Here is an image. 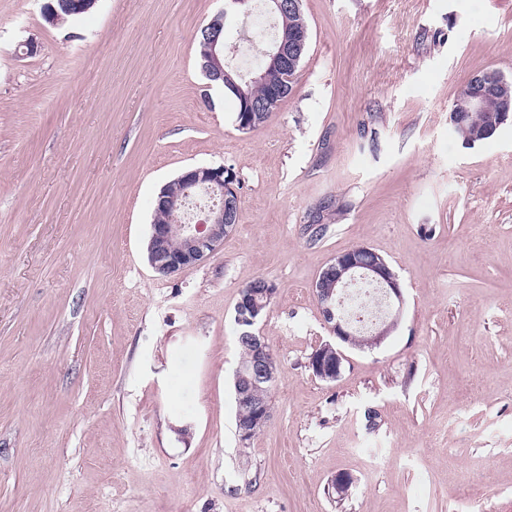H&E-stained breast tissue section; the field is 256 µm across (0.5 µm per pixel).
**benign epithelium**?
Here are the masks:
<instances>
[{
  "mask_svg": "<svg viewBox=\"0 0 512 512\" xmlns=\"http://www.w3.org/2000/svg\"><path fill=\"white\" fill-rule=\"evenodd\" d=\"M269 14L275 19L287 18L302 11V0H266ZM307 29L277 34L274 43L265 52V66L250 78L239 75V80L224 68V42L215 35L207 43L206 63L202 72L210 83L225 82L242 103L238 128L248 132L268 122L269 109L287 93L279 85L263 103L250 96L254 83H263L271 70H298L307 47ZM512 80L496 70L474 73L468 79V88L455 98L450 121L455 122L464 112H482L488 104L500 102L494 125L507 121L512 113L509 99L501 96L502 88ZM195 189L213 200L196 223L183 224L180 217L188 208V190ZM241 198L237 175L230 167H193L175 179L174 185H165L157 196V208L168 214L170 223L151 225L148 259L162 276H171L187 267L198 265L214 254L238 224ZM371 284L381 293L387 307L383 318L364 329L363 347L373 348L382 343L397 325L403 306V296L396 274L382 256L366 246H356L337 254L321 272L314 284L325 324L335 338L349 343L358 325L345 316L342 302L347 288L357 281ZM275 289L270 287L243 288L236 304V318L242 325V337L249 345L246 363L235 371V398L237 403L236 429L241 442L251 439L253 426L266 424L272 416V405L261 398V392L273 385L278 377V361L265 343L257 325L263 310L272 302ZM345 355L336 345L326 342L315 349L309 358L312 374L332 383L341 374Z\"/></svg>",
  "mask_w": 512,
  "mask_h": 512,
  "instance_id": "obj_1",
  "label": "benign epithelium"
}]
</instances>
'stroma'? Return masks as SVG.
I'll return each mask as SVG.
<instances>
[{"label": "stroma", "mask_w": 512, "mask_h": 512, "mask_svg": "<svg viewBox=\"0 0 512 512\" xmlns=\"http://www.w3.org/2000/svg\"><path fill=\"white\" fill-rule=\"evenodd\" d=\"M46 2L0 0V512H512V119L471 148L449 121L473 72L512 78V0H302L295 86L250 132L198 65L225 0L56 25ZM220 165L237 226L159 276L158 192ZM355 246L403 308L326 383L313 284ZM259 277L279 374L243 443L235 306Z\"/></svg>", "instance_id": "35a3bbf8"}]
</instances>
